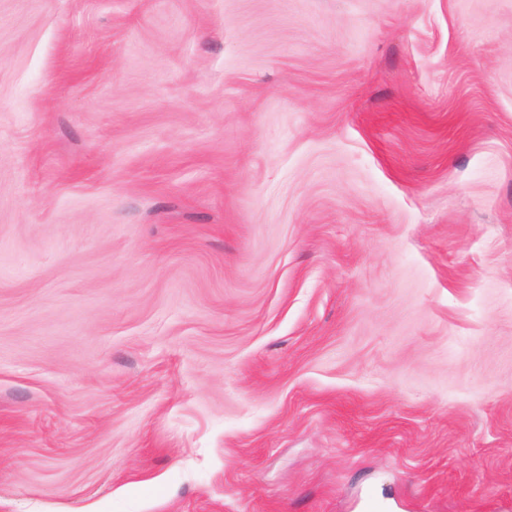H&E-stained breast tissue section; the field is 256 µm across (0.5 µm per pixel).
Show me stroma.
Here are the masks:
<instances>
[{
	"instance_id": "obj_1",
	"label": "stroma",
	"mask_w": 512,
	"mask_h": 512,
	"mask_svg": "<svg viewBox=\"0 0 512 512\" xmlns=\"http://www.w3.org/2000/svg\"><path fill=\"white\" fill-rule=\"evenodd\" d=\"M0 512H512V0H0Z\"/></svg>"
}]
</instances>
